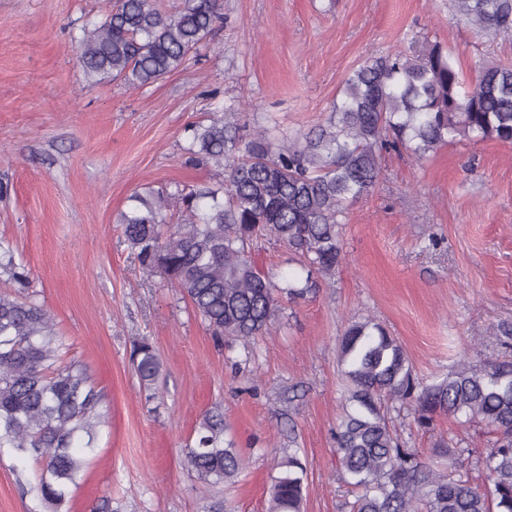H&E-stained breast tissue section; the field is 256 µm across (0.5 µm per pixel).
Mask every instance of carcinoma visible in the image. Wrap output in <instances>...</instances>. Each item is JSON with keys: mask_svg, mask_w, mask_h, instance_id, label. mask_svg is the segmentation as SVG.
<instances>
[{"mask_svg": "<svg viewBox=\"0 0 512 512\" xmlns=\"http://www.w3.org/2000/svg\"><path fill=\"white\" fill-rule=\"evenodd\" d=\"M453 7L479 34L512 36V0H453ZM223 23L220 0H183L173 12L157 0H113L108 15L82 28L79 63L90 83L143 88L177 71ZM243 129L240 113L227 111L189 126L190 158L223 169L221 187L136 193L121 224L142 269L163 271L216 341L247 344L268 330L282 298L303 299L315 291L314 275L336 274L340 217L375 185L382 152L422 160L462 141L512 143V67L480 62L469 81L438 42L394 51L353 70L312 131L291 139ZM171 209L185 222L168 223ZM258 239L287 245L306 276L282 283L258 269L251 253ZM1 272L20 288L28 284L13 247L0 241ZM63 350L50 309L0 289V448L42 462L30 491L50 512H63L85 469L82 452L93 450L108 418L87 366L64 361ZM338 361L343 405L334 442L353 496L345 512H512V360H461L443 376L420 379L398 339L365 317L348 321ZM130 363L143 384H155L161 364L148 339L133 345ZM394 404L423 430L448 416L483 423L495 439L478 455L440 439L448 465L439 469L401 441L389 416ZM225 430L223 412L209 410L185 448L188 466L214 486L236 483L244 467ZM473 462L485 474L482 488L468 476ZM275 468L268 512H301L305 466L294 453Z\"/></svg>", "mask_w": 512, "mask_h": 512, "instance_id": "1", "label": "carcinoma"}]
</instances>
